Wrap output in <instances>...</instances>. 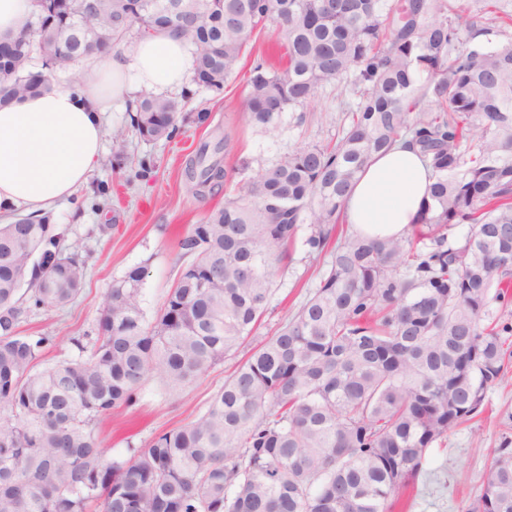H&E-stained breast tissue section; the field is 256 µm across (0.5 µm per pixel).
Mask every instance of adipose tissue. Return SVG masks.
I'll use <instances>...</instances> for the list:
<instances>
[{
	"label": "adipose tissue",
	"mask_w": 512,
	"mask_h": 512,
	"mask_svg": "<svg viewBox=\"0 0 512 512\" xmlns=\"http://www.w3.org/2000/svg\"><path fill=\"white\" fill-rule=\"evenodd\" d=\"M93 78L59 85L0 106V223L16 214L39 217L86 185L98 164L104 116L131 92L178 93L193 59L177 35L137 40L123 54L108 51ZM430 179L416 147L400 143L376 155L345 199L346 221L371 238L405 235L428 197Z\"/></svg>",
	"instance_id": "obj_1"
}]
</instances>
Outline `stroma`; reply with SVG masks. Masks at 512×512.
I'll use <instances>...</instances> for the list:
<instances>
[{
    "instance_id": "35a3bbf8",
    "label": "stroma",
    "mask_w": 512,
    "mask_h": 512,
    "mask_svg": "<svg viewBox=\"0 0 512 512\" xmlns=\"http://www.w3.org/2000/svg\"><path fill=\"white\" fill-rule=\"evenodd\" d=\"M261 51L273 68L282 67L273 26H266L246 48L248 58ZM248 58L221 96H212L196 83L187 84L186 111L209 112L207 123L183 125L179 136L170 142H145L128 136L125 152L130 160L150 155L159 163L150 182L126 185L124 171L113 165L114 148L107 139L87 187L55 208L54 223L66 228L69 237L82 239L93 257L84 290L74 303L61 312L36 315L22 326L26 334L53 337L46 361L77 356L71 337L94 333L109 286L131 268L140 266L145 270L142 294L146 314L154 315L161 307L178 276L179 238L190 225L201 223L213 207L224 203L220 193L204 199L195 197L185 183L184 162L200 142L231 137L237 149L229 157V164L250 174L280 159L295 145L323 143L334 137L345 102L338 84L319 90L310 105L289 108L277 130L247 126L243 109L248 92ZM103 224L109 225V232L94 234V227ZM324 263V258L296 245L287 270L276 278L257 339L271 336L284 310L298 307L315 290ZM237 362V356H229L193 385L173 393L165 392L157 379H150L135 405L98 430L106 459L126 458L128 444L147 445L159 433L197 418ZM502 446L512 448V372L487 391L479 415L449 431L434 446L425 474L413 492L400 497L394 512H465L482 491L488 449Z\"/></svg>"
}]
</instances>
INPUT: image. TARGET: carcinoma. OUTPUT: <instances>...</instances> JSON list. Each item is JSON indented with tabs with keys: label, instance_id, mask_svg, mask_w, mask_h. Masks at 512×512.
Masks as SVG:
<instances>
[{
	"label": "carcinoma",
	"instance_id": "1",
	"mask_svg": "<svg viewBox=\"0 0 512 512\" xmlns=\"http://www.w3.org/2000/svg\"><path fill=\"white\" fill-rule=\"evenodd\" d=\"M104 0L86 18L112 34L84 45L78 0H33L0 52V105L54 86L53 74L171 31L192 50L197 84L219 94L257 30L285 47L282 72L253 60L243 112L270 130L328 85L352 96L336 140L296 146L261 168L178 241L182 266L153 318L144 270L112 281L95 337L75 358L34 370L48 336L21 327L81 293L88 255L50 216L0 226V512H393L427 452L482 411L512 360V326L491 305L512 296V39L505 0ZM145 94L131 126L147 142L207 120ZM409 140L431 172L410 233L368 238L344 201L371 158ZM229 137L185 166L192 192L233 181ZM467 224L448 240L452 226ZM330 250L315 291L249 346L276 270L301 229ZM245 350L207 410L128 457L108 461L96 431L151 377L186 387ZM467 512H512V450L494 448Z\"/></svg>",
	"mask_w": 512,
	"mask_h": 512
}]
</instances>
